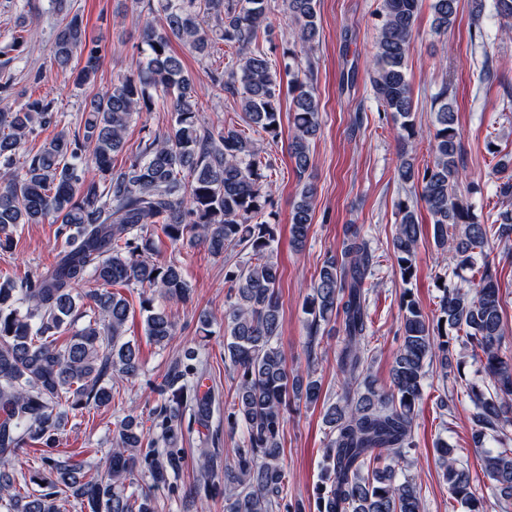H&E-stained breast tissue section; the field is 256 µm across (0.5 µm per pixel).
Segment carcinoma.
Segmentation results:
<instances>
[{
    "instance_id": "obj_1",
    "label": "carcinoma",
    "mask_w": 512,
    "mask_h": 512,
    "mask_svg": "<svg viewBox=\"0 0 512 512\" xmlns=\"http://www.w3.org/2000/svg\"><path fill=\"white\" fill-rule=\"evenodd\" d=\"M142 12L161 15L157 28L146 20L141 60L112 84L84 100L78 128L62 125L64 113L45 97L27 98L0 111V254L12 251L22 224L59 225L61 250L45 272L25 280L0 276V512H61L74 499L86 512H156L155 492L169 485L182 467L176 445L192 425L224 410V432H242L233 465L224 478L207 451L199 456L195 491L224 496V512H274L283 500L286 473L281 428L288 401L316 404L322 381L315 371L288 372L278 346L282 272L273 259L277 225L264 220L269 205L264 186L270 160L260 155L252 135L275 142L281 135V83L288 76L292 132L288 155L298 177L311 167L310 142L320 127L314 56L319 44L317 0H282L297 27L295 48L283 71L272 67L259 47L268 33L272 0H136ZM421 0H383L371 79L383 112L398 123L400 182L420 190L432 217L437 247L452 253L459 270L480 275L474 295L458 285L443 286L441 318L432 323L408 292L400 299L402 342L394 354L391 386L378 388L367 376L372 336L366 281L374 256L361 229L346 226L340 257L327 259L304 304L309 330L339 321L343 345L336 365L343 376L339 401L325 407L329 426L325 467L318 486L319 512H421L420 489L399 476L398 463L412 445L416 406L429 367L448 369V330L465 333V345L481 379L467 386L473 403V443L486 447L512 424V358L501 353L505 336L498 281L477 256L494 224L475 221L456 193L460 132L448 85L432 98L435 126L428 142L432 161L416 160L415 103L406 60ZM57 16L52 63L72 70L82 87L94 82L106 45L88 35L71 0H50ZM432 29L448 36L459 0H431ZM204 51L223 42L236 58L210 71L214 96L237 97L244 128L210 124L192 78L171 40ZM28 43L27 21L0 42V67L20 60ZM163 109L171 113L167 134H148L136 153L115 164L134 117ZM52 137L37 150L20 153L27 140L49 129ZM314 189L307 184L293 204L290 234L304 246L310 230ZM399 217L392 238L400 277L416 275L422 227L411 195L397 200ZM174 244H201L213 256L238 247L243 263L227 265L224 359L238 377L237 392L220 402L201 392L203 361L193 351L161 383L153 411L157 432L144 430L133 414L112 430L104 474L68 455L48 453L23 472L15 461L27 447H55L68 412L112 404V379L141 376L139 350L125 339L130 303L119 287L143 288L140 309L145 334L165 348L176 323L166 303L183 301L191 288L180 260L154 258L152 230ZM92 283L86 294L79 287ZM88 318L83 325L79 320ZM436 452L451 497L468 512H484L468 467L446 441ZM484 473L492 495L512 502V448L485 451Z\"/></svg>"
}]
</instances>
